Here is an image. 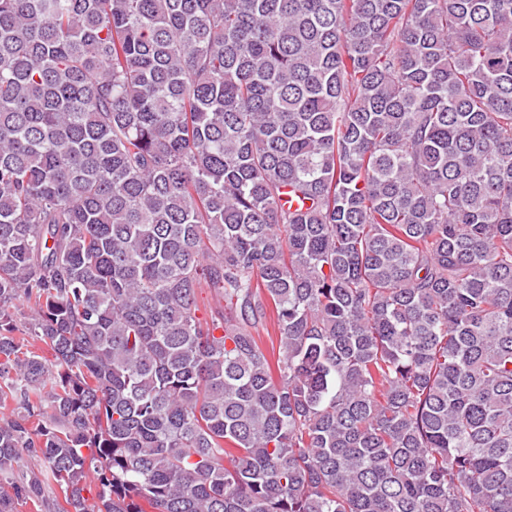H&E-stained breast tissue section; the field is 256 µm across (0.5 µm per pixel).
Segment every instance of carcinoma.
<instances>
[{"mask_svg": "<svg viewBox=\"0 0 512 512\" xmlns=\"http://www.w3.org/2000/svg\"><path fill=\"white\" fill-rule=\"evenodd\" d=\"M9 408L0 512H512V0H0Z\"/></svg>", "mask_w": 512, "mask_h": 512, "instance_id": "cac0c4a2", "label": "carcinoma"}]
</instances>
